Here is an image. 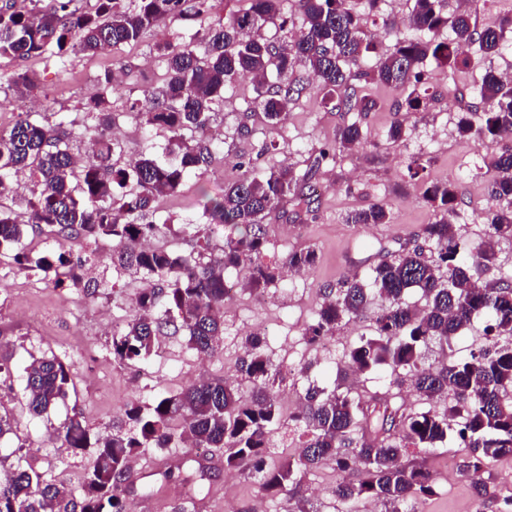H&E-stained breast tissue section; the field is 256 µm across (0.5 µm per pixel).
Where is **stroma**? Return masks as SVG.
Masks as SVG:
<instances>
[{
	"label": "stroma",
	"mask_w": 512,
	"mask_h": 512,
	"mask_svg": "<svg viewBox=\"0 0 512 512\" xmlns=\"http://www.w3.org/2000/svg\"><path fill=\"white\" fill-rule=\"evenodd\" d=\"M198 27L192 17L166 19L133 47L71 59L65 75L37 60L22 62L39 89L37 110L46 119L77 118L79 108L97 79L107 71L123 74L115 88L112 110L120 132L124 159L151 151L167 158V140L162 133H142L141 118L126 108V101L141 97L144 89L163 86L165 70L157 47L177 43ZM486 63L471 53L468 68L452 70L425 62L427 84L422 97L424 111L401 112L399 94L380 85L363 86L374 103L361 116L368 145L345 153L337 165L322 167L316 176L317 195L313 213L303 218L271 214L267 258L277 262L288 252L313 249L316 263L306 275L260 291H236L224 309V344L220 358L199 362L187 345V334L165 337L161 356L147 364L121 366L112 359V334L133 316L130 297L137 280L116 287L112 284V246L106 242L74 247L73 255L96 266L100 288L89 293L54 287L40 277L0 269V412L9 411L20 421L14 433L0 438V467L10 468L27 460L47 478L81 497L92 451L74 453L64 448L57 431L73 410H80L91 433L109 434L121 423V407L132 397L152 395L191 385L199 376H236V364L246 332L259 331L267 338L266 351L274 364L293 363L297 375L280 388L282 405L302 395L307 381L334 388L341 374L356 382L367 395L386 388L384 376H361L351 372L345 351L371 332V317L344 318L333 338L336 353L325 360L318 346L308 345L305 330L322 302L324 289L337 287L348 277L367 278L371 267L401 248L413 246L423 225L433 220L432 209L423 201L425 183L447 181L457 188V210L467 226V239L479 240L484 216L491 206L487 187L495 176L491 160L505 146L504 140H472L459 137L458 112L448 88L458 84L473 87ZM254 96L252 82L243 77L224 89V106L211 123L222 133L223 150L203 178L187 179L177 194L164 197L153 217L157 224H196L201 220L203 196L223 194L224 184L241 172L246 163L257 167L287 165L303 172L325 142L331 141L346 119L344 113L322 107L320 98L303 93L288 111L278 132H271L262 116H248ZM406 129L404 143L388 139L393 122ZM248 132H241V125ZM420 157L425 169L410 178V157ZM372 204L383 205L386 224H350L349 213ZM52 353L69 368L75 382L74 401L59 405L49 418L30 417L23 399L24 369L32 357ZM464 450L456 434H449L438 448L413 449L411 458L425 462L433 473L438 494L422 504V512H497L502 500L512 498V459L492 462L481 480L485 496H477L471 480L457 469ZM207 452L187 444L150 451L137 460L135 470L146 475L145 488L131 501V512H172L184 504L185 512H334L332 489L336 475L330 467L316 470L304 479L299 496L271 500L261 495L256 482L237 474L216 470L212 479L196 483L171 482L156 488L155 472L186 459L207 460Z\"/></svg>",
	"instance_id": "obj_1"
}]
</instances>
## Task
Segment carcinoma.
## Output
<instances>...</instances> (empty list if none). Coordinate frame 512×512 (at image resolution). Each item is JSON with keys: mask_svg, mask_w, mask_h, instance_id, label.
<instances>
[{"mask_svg": "<svg viewBox=\"0 0 512 512\" xmlns=\"http://www.w3.org/2000/svg\"><path fill=\"white\" fill-rule=\"evenodd\" d=\"M27 13L0 6V59H41L67 69L71 58L139 43L154 26L171 16L191 12L199 28L189 40L159 47L167 74L166 87L148 88L145 97L162 102L141 113L143 123L168 135L171 162L143 153L122 159L121 140L112 133L115 113L112 73L106 72L82 107L80 131L75 122L51 123L36 112H21L14 126L0 132V267L43 276L57 287L98 288L85 279L81 259L71 258L79 240L112 243V285L135 275L143 283L131 304L136 314L112 336V358L127 365L146 363L164 329L185 330L190 347L211 356L224 343V276L228 269L246 271L245 289L276 284L290 272L308 271L311 250L288 253L281 263L265 261L267 216L288 202L310 208L312 180L322 165L333 163L354 147L368 144L362 127L348 123L325 144L303 175L288 168L251 166L224 185V195L203 204V223L195 225L197 249L175 255L167 247H149L146 238L159 232L150 221L160 197L179 192L185 180L207 171L222 141H202L196 133L210 124L224 104V86L248 75L254 102L275 127L287 115L303 88H282L270 80L301 67L323 100L339 112H369L373 101L359 95L355 82L389 86L400 93L398 111L418 112L423 99L417 87L426 80L423 64L458 70L469 65L465 46H478L493 62L512 44V17L480 27L457 7L444 10L440 0H413L409 23L423 33L404 35L394 22L383 20L367 32L347 0H296L301 26L286 44L273 45L268 28L288 29L282 0H250L244 11L210 21L212 0H97L92 11L72 8L73 0H31ZM451 31V37L443 32ZM394 39L383 49L377 35ZM11 85L27 90L36 84L26 72L0 73ZM479 102L458 113L463 138H512V80L495 75L489 66L480 77ZM493 201L483 237L471 248L455 223V186L430 182L422 199L434 221L424 225L423 243L376 265L369 283L347 279L324 293L305 338L317 344L333 335L345 316H361L370 301L384 302L372 317V333L346 352L350 367L363 375L388 371L392 383L408 378L432 407L408 412L387 389L368 399L337 386L332 390L308 384L302 409L287 418L279 397L269 387L273 363L265 351L266 337L249 333L242 340L238 362L241 380L202 379L179 391L139 399L122 407L124 427L91 438L74 411L62 426L66 447L73 452L94 449L95 460L85 476L81 501L36 470L17 466L0 478V512H130L137 489L134 462L155 448L189 443L218 448L224 469L257 480L262 494L275 498L300 485L302 478L327 464L338 476L334 497L338 512H352L362 499L388 505L386 512H404L437 492L432 472L407 460L411 448H436L456 431L465 448L460 475L484 472L490 461L512 458V283L490 279L497 245L512 240V148L492 161ZM389 216L378 204L349 218L352 224H386ZM228 230L219 253L210 236ZM52 238L56 248L38 250L28 233ZM435 249L437 258L426 255ZM412 290L422 304L411 305ZM488 324L483 341L468 355L424 366L422 350L435 341L450 343L474 317ZM74 387L66 365L44 354L24 369L28 415L42 417L63 402ZM302 430L297 455L270 462V436L288 427Z\"/></svg>", "mask_w": 512, "mask_h": 512, "instance_id": "carcinoma-1", "label": "carcinoma"}]
</instances>
